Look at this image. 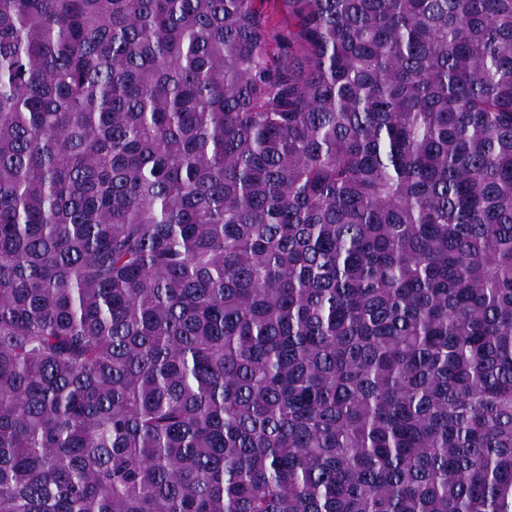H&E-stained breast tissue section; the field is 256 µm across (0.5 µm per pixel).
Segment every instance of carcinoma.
Masks as SVG:
<instances>
[{
	"label": "carcinoma",
	"mask_w": 512,
	"mask_h": 512,
	"mask_svg": "<svg viewBox=\"0 0 512 512\" xmlns=\"http://www.w3.org/2000/svg\"><path fill=\"white\" fill-rule=\"evenodd\" d=\"M0 512H512V0H0Z\"/></svg>",
	"instance_id": "carcinoma-1"
}]
</instances>
